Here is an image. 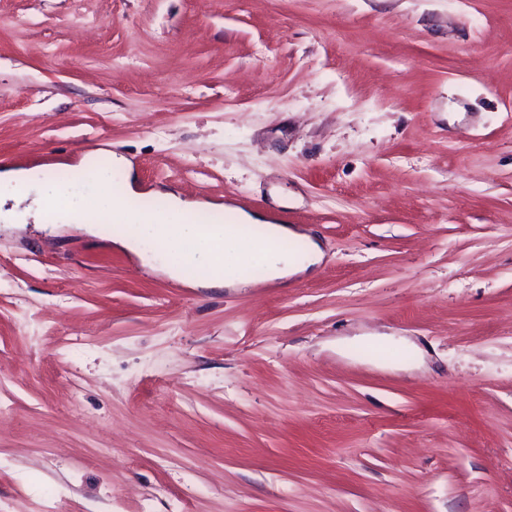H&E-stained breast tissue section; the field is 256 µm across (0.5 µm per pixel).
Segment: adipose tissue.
<instances>
[{"instance_id": "adipose-tissue-1", "label": "adipose tissue", "mask_w": 512, "mask_h": 512, "mask_svg": "<svg viewBox=\"0 0 512 512\" xmlns=\"http://www.w3.org/2000/svg\"><path fill=\"white\" fill-rule=\"evenodd\" d=\"M86 172L99 187L98 192L91 196L51 177L39 180L30 171L6 168L0 170V199L29 202L31 211L37 213L48 205H55L57 219L63 223H82L90 227L95 217L110 216L114 223L126 227L124 236L118 239L120 246L133 251L143 241H160L169 253L178 257L177 262L168 267L172 278H179L183 267L202 268L208 272L203 284L211 288L245 285L243 273L231 271L226 262L255 248L262 254L267 279L271 282L306 274L323 258L319 242L312 238L307 239L303 256L297 258L288 254L283 243L297 237V230L274 223L263 213L242 212L237 216L239 224L264 227V238L259 244L243 234L224 235L221 226L216 224H198L196 216L208 210V202L188 201L174 193L170 194V204L164 212L145 217L131 206L136 195L133 177H126L123 192L111 193L106 189L109 181L107 171L90 164Z\"/></svg>"}]
</instances>
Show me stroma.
I'll use <instances>...</instances> for the list:
<instances>
[{
	"label": "stroma",
	"mask_w": 512,
	"mask_h": 512,
	"mask_svg": "<svg viewBox=\"0 0 512 512\" xmlns=\"http://www.w3.org/2000/svg\"><path fill=\"white\" fill-rule=\"evenodd\" d=\"M96 150L325 256L0 223V512H512V0H0V167Z\"/></svg>",
	"instance_id": "35a3bbf8"
}]
</instances>
